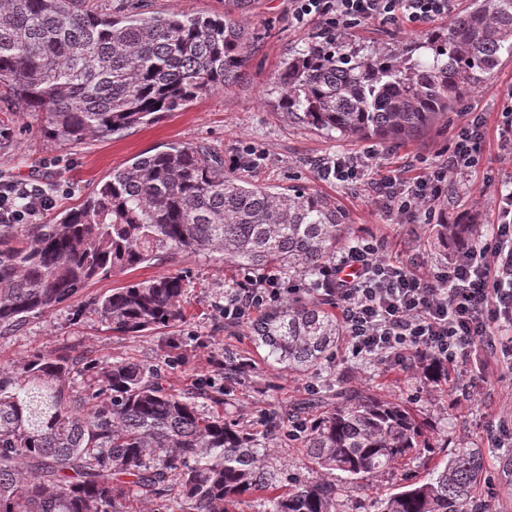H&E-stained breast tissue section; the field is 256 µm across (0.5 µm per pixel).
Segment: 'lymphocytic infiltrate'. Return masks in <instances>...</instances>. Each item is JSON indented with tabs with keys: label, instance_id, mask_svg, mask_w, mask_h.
<instances>
[{
	"label": "lymphocytic infiltrate",
	"instance_id": "1",
	"mask_svg": "<svg viewBox=\"0 0 512 512\" xmlns=\"http://www.w3.org/2000/svg\"><path fill=\"white\" fill-rule=\"evenodd\" d=\"M455 10L454 0H289L295 25L317 24L332 40L371 21L419 27ZM486 140L481 117L459 126L445 159L419 175L385 176L372 202L408 224L431 223L435 204L479 165ZM56 202L37 178H0V224H28ZM324 293L332 298L353 357L405 369L426 364L455 369L477 351L497 352L512 331V186L502 185L497 222L453 250L445 263L424 266L389 259L376 236L360 235L324 265L312 282L277 274L244 275L224 293V321L247 322L283 302Z\"/></svg>",
	"mask_w": 512,
	"mask_h": 512
}]
</instances>
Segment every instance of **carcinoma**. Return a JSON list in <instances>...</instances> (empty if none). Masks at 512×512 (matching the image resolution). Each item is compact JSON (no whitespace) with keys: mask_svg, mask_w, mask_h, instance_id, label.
I'll return each mask as SVG.
<instances>
[{"mask_svg":"<svg viewBox=\"0 0 512 512\" xmlns=\"http://www.w3.org/2000/svg\"><path fill=\"white\" fill-rule=\"evenodd\" d=\"M86 0H0V84L21 112H39L48 136L78 145L177 112L235 83L255 52L238 15L151 14L144 0L100 13ZM512 52V0H472L448 25L396 53L359 56L312 41L275 77L279 107L354 140L406 141L483 87ZM463 225L443 221V246ZM346 213L303 188L286 193L224 170L205 144L171 145L112 169L77 209L52 224H0V327L75 300L100 278L163 254L218 250L244 270H288L309 280L346 246ZM184 280H130L92 301L112 332L137 336L186 318ZM269 356L315 372L343 340L333 301H287L249 321ZM64 349L0 367V512H234L259 496L265 512H341L342 488L379 476L424 448V424L402 403L345 387L299 439L315 478L277 467L269 435L205 412L221 395L174 393L135 360L99 369L98 388L68 386ZM481 448H456L422 480H406L375 512H491Z\"/></svg>","mask_w":512,"mask_h":512,"instance_id":"1","label":"carcinoma"}]
</instances>
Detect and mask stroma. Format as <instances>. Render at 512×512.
Returning a JSON list of instances; mask_svg holds the SVG:
<instances>
[{"instance_id":"1","label":"stroma","mask_w":512,"mask_h":512,"mask_svg":"<svg viewBox=\"0 0 512 512\" xmlns=\"http://www.w3.org/2000/svg\"><path fill=\"white\" fill-rule=\"evenodd\" d=\"M257 48L241 78L231 88L202 97L178 112H165L154 122L112 136H93L79 145L49 138L41 131L43 118L35 112L15 109L8 88H0V175L15 179L36 177L48 187L61 188L50 212L38 216L41 224L52 223L79 206L112 169L135 156L153 153L170 144H207L233 161L244 143L266 150L268 157L257 167L237 168L239 176L252 178L285 192L301 185L337 203L347 214L349 236L372 234L382 238L387 258L419 254L428 265L443 262L431 224H399L377 210L371 201L369 182L392 170L407 169L420 161H434L447 150L450 138L465 112L484 118L487 142L480 166L458 182L447 198L449 222H462L486 229L496 219V190L512 179V164L499 156L496 128L500 112L512 108V54H502L501 63L484 89L472 94L447 120L405 142L369 143L345 140L288 118L278 106L272 81L288 53L318 39L319 29L299 27L288 16V0H253L245 16ZM419 29L407 24L370 22L353 29L345 43L365 51H393L418 37ZM377 155L357 185L318 177L316 167L335 155L359 156L368 150ZM180 274L185 279L183 322L159 325L136 336L112 333L89 308L93 298L110 294L127 278L146 279ZM241 270L227 265L218 252L179 253L154 265L90 283L80 295L86 307L74 315L65 305L46 314H32L17 328H0V365L10 366L34 354L68 348L78 369L71 386L86 391L95 384L101 364L121 359L151 362L161 367L165 384L180 392L213 388L224 393V416L230 420L260 425L271 412L282 414L294 405L315 398L325 406L336 402L337 389L362 388L378 398L402 402L420 411L426 419L425 434L445 432L449 448L484 449L492 477L483 487L492 512H512V484L502 473L512 453L494 447L499 418L512 411V372L508 356H497L493 374L478 372L477 360L458 365L448 380L431 383L420 370L389 369L377 362L352 357L339 349L319 378L282 368L269 357L267 347H255L247 325L224 323V291L235 287ZM232 348L248 358L249 368L241 383L228 385L224 374L212 367L210 357H222ZM439 455L420 453L383 476L347 484L343 512H374L377 496L399 485L404 476L425 478Z\"/></svg>"}]
</instances>
